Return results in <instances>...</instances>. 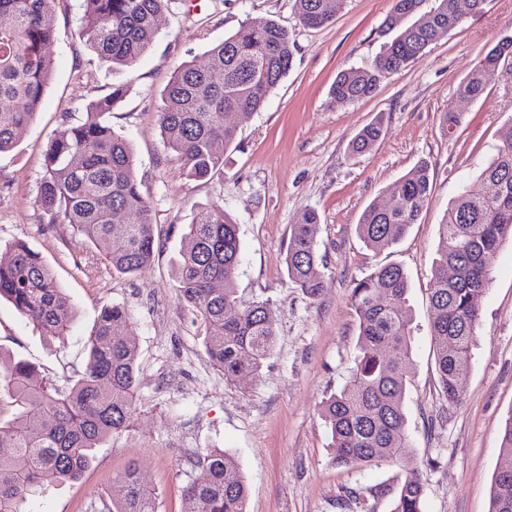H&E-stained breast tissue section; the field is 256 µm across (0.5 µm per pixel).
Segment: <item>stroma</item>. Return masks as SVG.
<instances>
[{
    "instance_id": "stroma-1",
    "label": "stroma",
    "mask_w": 512,
    "mask_h": 512,
    "mask_svg": "<svg viewBox=\"0 0 512 512\" xmlns=\"http://www.w3.org/2000/svg\"><path fill=\"white\" fill-rule=\"evenodd\" d=\"M392 6L393 0H340L329 24L308 29L293 0H173L134 70L110 71L77 36L81 0H58L52 81L34 122L0 155V260L17 240L39 252L74 319L58 339L1 300L0 350L66 387L87 367L101 307L125 306L138 345L140 404L129 432L96 449L81 480L32 497L30 512H100L104 500L121 497L115 477L132 464L157 492L158 512H183L181 490L203 477L200 460L215 448L236 460L248 485L247 512H390L389 494L376 497L373 489L395 488L412 474L426 487L424 512H489L501 432L512 416V242L493 264L466 384L453 406L438 398L428 293L450 199L478 179L512 131V64L485 73L480 99L457 94L480 58L512 35V0H487L482 14L467 16L373 97L337 102L330 94L337 74L369 66L391 40L384 21ZM262 19L292 34V68L261 111L229 115L238 139L223 172L188 180L163 143L161 93L181 63L203 60L242 22ZM118 83L130 89L112 111V127L133 147L158 234L154 261L131 275L77 243L70 227L43 223L33 203L63 115L80 117ZM449 110L462 121L447 137L440 118ZM378 116L382 138L353 153L355 135ZM422 160L431 165L433 189L417 223L388 248H366L357 234L363 210L390 205L393 185ZM205 206L224 208L239 224V296L268 302L274 313V346L256 377L225 380L205 353L199 322L176 295L183 240ZM306 208L320 216L314 235L326 262L327 286L315 298L295 288L284 263L290 228ZM392 263L410 282L413 373L404 411L413 463L339 468L319 405L346 383L358 354L353 280ZM352 490L357 498H349Z\"/></svg>"
}]
</instances>
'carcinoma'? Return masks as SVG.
<instances>
[{
	"instance_id": "obj_1",
	"label": "carcinoma",
	"mask_w": 512,
	"mask_h": 512,
	"mask_svg": "<svg viewBox=\"0 0 512 512\" xmlns=\"http://www.w3.org/2000/svg\"><path fill=\"white\" fill-rule=\"evenodd\" d=\"M56 0H0V153L12 150L19 130L36 118L53 77L47 54L55 36ZM332 0H294L299 23L317 29L335 12ZM418 14L422 0H394L416 20L399 32L366 68L341 72L332 88L339 102L372 96L391 75L407 66L440 36L460 26L456 0H435ZM171 0H82L80 38L112 68L132 70L158 36L156 19ZM295 43L273 20L247 22L213 45L202 62L180 64L162 94L158 123L166 148L191 180H209L224 169V153L236 143V126L224 123L229 111L260 110L292 67ZM512 60V39L502 38L458 88L477 100L483 75ZM124 84L91 101L82 116L67 121L45 151L35 206L48 224H66L123 274L153 261L156 247L151 202L144 197L130 142L112 130L108 115L126 96ZM383 120L365 127L352 142L361 154L381 138ZM499 186L490 195L482 184ZM430 165L418 163L394 186L395 202L367 207L358 233L371 250L397 243L417 220L431 195ZM127 211L134 220L121 236L112 218ZM320 218L302 210L291 227L285 263L288 277L310 298L326 287L324 264L313 230ZM512 239V143L502 145L478 182L462 186L440 224L438 257L433 263L429 316L438 396L460 401L465 362L474 345L479 302L490 284L492 262L503 240ZM239 224L223 209L196 213L176 267L178 299L204 331L203 344L224 378L260 373L276 336L266 302L238 296ZM410 284L397 264L377 266L353 282L351 306L358 319L359 354L341 389L324 399L321 415L330 428L338 467H363L388 458L410 461L404 398L412 374ZM0 298L49 336L70 327L74 311L42 256L25 242L9 247L0 261ZM131 315L120 305L100 310L88 340L90 364L70 386L58 388L21 359L0 351V437L11 449L0 455V512H28L30 496L77 480L95 449L129 431L139 405L138 346L126 332ZM206 477L183 488L185 512H246L247 486L234 459L221 450L204 458ZM124 495L103 504L105 512H158V495L130 466L120 473ZM425 488L408 478L393 490L391 512H423ZM490 512H512V477L496 474Z\"/></svg>"
}]
</instances>
